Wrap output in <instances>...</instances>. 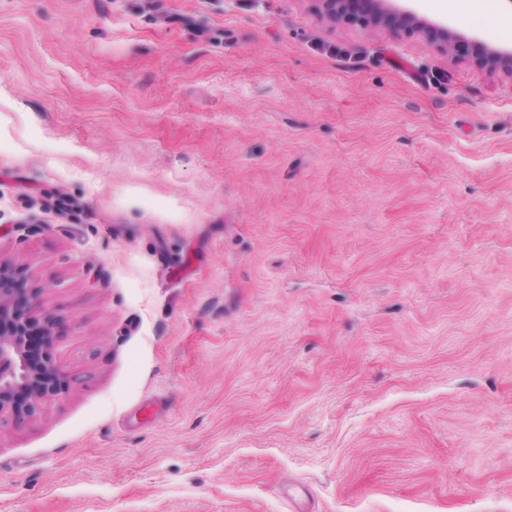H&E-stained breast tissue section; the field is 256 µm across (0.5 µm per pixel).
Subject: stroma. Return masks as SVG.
Returning <instances> with one entry per match:
<instances>
[{
	"label": "stroma",
	"instance_id": "stroma-1",
	"mask_svg": "<svg viewBox=\"0 0 512 512\" xmlns=\"http://www.w3.org/2000/svg\"><path fill=\"white\" fill-rule=\"evenodd\" d=\"M0 262L73 380L0 512H512L506 73L318 0H0Z\"/></svg>",
	"mask_w": 512,
	"mask_h": 512
}]
</instances>
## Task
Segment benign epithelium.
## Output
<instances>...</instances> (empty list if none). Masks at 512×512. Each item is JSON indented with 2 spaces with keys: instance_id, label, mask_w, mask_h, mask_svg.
I'll use <instances>...</instances> for the list:
<instances>
[{
  "instance_id": "benign-epithelium-1",
  "label": "benign epithelium",
  "mask_w": 512,
  "mask_h": 512,
  "mask_svg": "<svg viewBox=\"0 0 512 512\" xmlns=\"http://www.w3.org/2000/svg\"><path fill=\"white\" fill-rule=\"evenodd\" d=\"M331 19L419 33L442 50L463 53L490 71L512 75V46L491 45L443 23L425 22L397 0H320ZM57 320L40 313L19 265L0 264V416L19 422L69 391L71 379L55 360Z\"/></svg>"
}]
</instances>
